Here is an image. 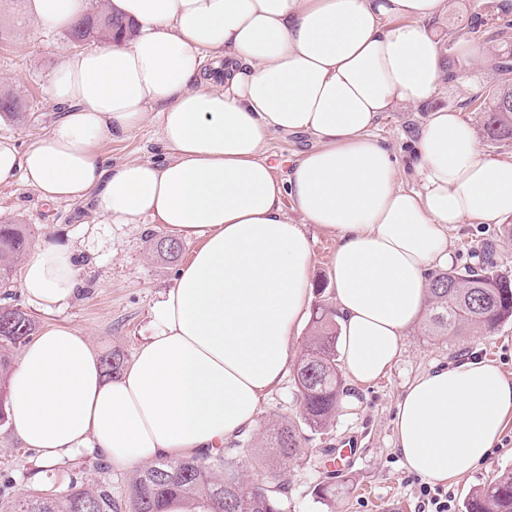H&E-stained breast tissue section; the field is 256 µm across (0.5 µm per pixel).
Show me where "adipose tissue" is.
Listing matches in <instances>:
<instances>
[{
  "label": "adipose tissue",
  "mask_w": 512,
  "mask_h": 512,
  "mask_svg": "<svg viewBox=\"0 0 512 512\" xmlns=\"http://www.w3.org/2000/svg\"><path fill=\"white\" fill-rule=\"evenodd\" d=\"M132 38L68 54L48 93L62 115L18 151L0 139V185L24 180L45 200L90 205L110 224H160L197 241L157 303L154 331L119 378L89 339L44 328L9 371V421L44 461L83 451L133 470L223 447L256 427L264 396L289 370V341L312 297L307 225L335 236L343 367L355 391L394 364L429 304L430 275L453 263L460 224L512 217V161L485 154L475 129L428 112L408 155L413 188L370 134L378 118L435 95L444 62L429 20L447 0H109ZM49 27L86 14V0H27ZM216 74L204 76L205 60ZM156 110L162 164L111 163ZM317 141L277 176V134ZM292 198L301 215L289 218ZM79 285L75 252L47 243L20 286L39 307ZM512 415V378L472 358L415 378L393 420L403 465L448 484L485 463Z\"/></svg>",
  "instance_id": "1"
}]
</instances>
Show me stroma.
<instances>
[{
  "label": "stroma",
  "mask_w": 512,
  "mask_h": 512,
  "mask_svg": "<svg viewBox=\"0 0 512 512\" xmlns=\"http://www.w3.org/2000/svg\"><path fill=\"white\" fill-rule=\"evenodd\" d=\"M447 2V10L428 24L446 67L431 106L461 112L479 131L483 114L478 102H490L489 91L495 85L512 84V71L504 73L497 68L499 61L512 55V32L497 33L501 17L512 14V0ZM0 23L8 30L6 40L0 42V85L14 92L27 114L22 123L1 120L0 138L11 139L22 150L34 138L47 134L59 116L60 108L49 97L47 85L71 45L64 29L44 27L25 9H5ZM463 37L479 47V56L471 58L459 52L457 42ZM427 109L406 107L384 113L373 134L396 157H403L418 135ZM314 145V138L307 133L280 134L269 141L266 155L281 174ZM102 153L115 164L134 159L161 163L169 157L153 123L126 140L103 144ZM90 218L88 205L43 201L20 182L0 186L1 221L27 225L32 245L57 242L81 252V285L64 308L43 311L17 285L11 288V301L30 314L38 328L73 326L89 337L101 356L117 352L129 362L151 332L155 303L172 286L177 269L195 244L183 241L178 259L165 261L155 257L150 246L152 235H165L162 225L94 224ZM309 233L314 238L311 302L330 305L334 299L327 271L335 240L314 227ZM448 247L456 267L473 264L475 253L489 247L498 263L512 269V237L502 225L467 222L451 232ZM474 354L494 361L512 378V324L483 336H430L421 324L410 330L393 368L359 391V406L337 409L329 432L307 433L303 454L288 460L281 477L287 488L288 512H386L397 499L405 503L406 512H421L422 480L404 467L394 449L397 402L421 373ZM299 414L294 379L289 376L261 403L258 424L248 433L255 448L262 445L272 422ZM95 462V456L76 455L44 467L36 449L24 446L9 425H0V502L49 487L63 492L73 483L94 488L108 482L114 498H124L131 472L102 471ZM511 469L512 417L487 463L450 487L455 512H464L465 498L498 473ZM329 483L336 488L335 497L319 499L318 488Z\"/></svg>",
  "instance_id": "obj_1"
}]
</instances>
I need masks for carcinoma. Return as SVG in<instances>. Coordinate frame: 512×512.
<instances>
[{
	"label": "carcinoma",
	"mask_w": 512,
	"mask_h": 512,
	"mask_svg": "<svg viewBox=\"0 0 512 512\" xmlns=\"http://www.w3.org/2000/svg\"><path fill=\"white\" fill-rule=\"evenodd\" d=\"M132 25L112 14L108 5L68 28L67 38L78 46L88 40L110 41L127 37ZM512 100V85L501 84L492 91V105L484 112L488 137L512 139V111L503 103ZM0 113L13 121L25 119L19 99L0 88ZM153 249L175 259L180 244L160 237ZM30 247V235L23 224H0V288L12 283L17 263ZM430 329L433 335L475 336L512 320V270L502 269L491 256L476 266L440 271L432 276L430 288ZM336 311L318 306L311 316L310 336L294 377L301 404L300 420L281 419L270 429L267 447L276 460H288L300 453L303 429L324 434L333 425L336 404L343 391L344 377L336 347ZM35 326L27 313L10 305L0 306V373L9 355L32 341ZM251 439L241 437L235 448H218L201 456L178 460L159 458L141 468L128 489V512H162L171 498L208 512H285L284 484L251 485L242 480L238 456L249 451ZM122 503L112 497V486L96 489L71 485L60 494L47 490L33 492L0 507V512H121ZM466 512H512V471L502 473L465 503Z\"/></svg>",
	"instance_id": "obj_1"
}]
</instances>
